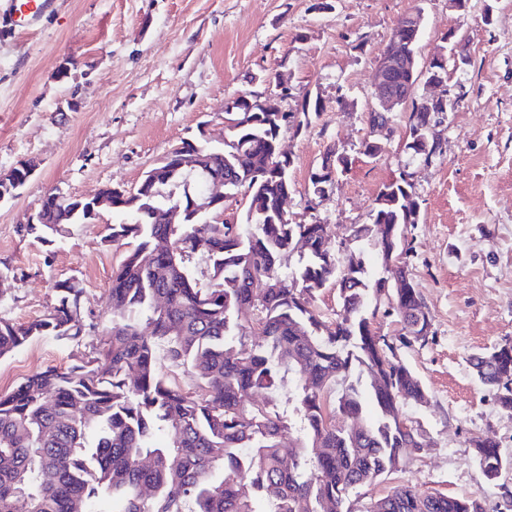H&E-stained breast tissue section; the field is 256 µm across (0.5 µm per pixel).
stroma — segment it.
<instances>
[{
    "instance_id": "1",
    "label": "stroma",
    "mask_w": 512,
    "mask_h": 512,
    "mask_svg": "<svg viewBox=\"0 0 512 512\" xmlns=\"http://www.w3.org/2000/svg\"><path fill=\"white\" fill-rule=\"evenodd\" d=\"M56 0L39 26L26 30L0 12V171L24 159L38 170L19 194L0 203V268L15 274L0 296V318L24 323L56 301V281L84 288L81 343L31 341L0 358V391L51 368H64L98 344L110 318L112 269L122 246L107 244V227L123 215L105 212L74 224L52 247L22 225L45 195L87 197L112 186L136 189L172 145L207 124L211 145L222 143L224 102L262 91L278 74L288 86L283 107L300 110L306 96L323 110L300 134L284 131L293 190L286 211L294 224L329 225L335 239L370 221L382 184L401 166L414 174L420 206L411 228L410 269L428 308L434 337L399 346L419 375L426 405L407 403L406 419L428 446L402 471L353 490L362 512L398 484L426 493L481 496L489 512H512V464L487 480L474 455L477 437L494 439L512 460V415L499 410L469 358L512 339V0ZM424 11L418 59L427 62L449 31L467 37L471 64L455 73L464 94L441 152L412 164L405 149L406 113L392 114L381 157L363 155L368 104L378 60L393 29ZM70 60L68 76L58 66ZM78 99L75 111L65 105ZM344 151L349 171L324 197L309 175L328 147Z\"/></svg>"
}]
</instances>
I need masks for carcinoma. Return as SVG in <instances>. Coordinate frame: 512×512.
Segmentation results:
<instances>
[{
	"label": "carcinoma",
	"mask_w": 512,
	"mask_h": 512,
	"mask_svg": "<svg viewBox=\"0 0 512 512\" xmlns=\"http://www.w3.org/2000/svg\"><path fill=\"white\" fill-rule=\"evenodd\" d=\"M297 130L321 111L304 100ZM224 145L188 154L191 169L142 181L133 195L106 189L113 210L136 213L180 201L202 179L220 178L224 190L247 193L253 223L213 224L201 214L187 224H111L106 243L128 250L112 269L110 325L89 358L52 368L0 391V512L20 499L31 512H352L350 492L399 470L418 430L405 425L407 401L428 398L422 381L397 354V344L426 343L413 327L427 323L416 284L382 294L363 258L336 247L326 224L282 222L276 202L291 192L290 162L278 142L290 129L278 112H235ZM390 205L372 224H403L417 203L414 185L394 177L382 185ZM82 218L69 205L49 203L41 224L23 230L42 244L63 237ZM370 224V225H372ZM363 224L355 239L384 254L387 242ZM309 241L300 265L285 264L299 238ZM346 253L345 258L339 254ZM208 261L209 283L192 278L187 263ZM334 285L343 314L333 322L314 308L316 294ZM56 303L26 323L0 318V358L51 337L77 343L85 334L84 289L70 278L56 282ZM165 304L159 305L158 298ZM254 305L261 334L235 319ZM394 315L401 333L392 340L374 327L378 314ZM197 377L186 391L158 370L159 356ZM381 374L387 386L365 390L346 382L355 365ZM512 414V344L470 360ZM298 379V393L281 409L280 374ZM334 399H328L331 391ZM264 393L259 404L249 402ZM296 436L283 442L285 431ZM485 477L509 465L497 444L473 441ZM152 491L150 498L141 489ZM364 512H485L478 496L429 495L397 485Z\"/></svg>",
	"instance_id": "carcinoma-1"
}]
</instances>
